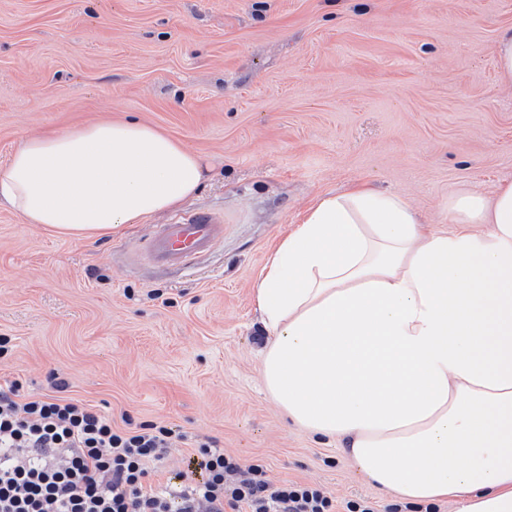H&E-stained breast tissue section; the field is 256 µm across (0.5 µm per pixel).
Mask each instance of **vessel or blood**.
<instances>
[{
    "mask_svg": "<svg viewBox=\"0 0 512 512\" xmlns=\"http://www.w3.org/2000/svg\"><path fill=\"white\" fill-rule=\"evenodd\" d=\"M219 232L215 218L204 213L180 216L176 223L157 228L151 239L153 258L177 264L207 251Z\"/></svg>",
    "mask_w": 512,
    "mask_h": 512,
    "instance_id": "obj_1",
    "label": "vessel or blood"
}]
</instances>
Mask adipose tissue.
Listing matches in <instances>:
<instances>
[{"label": "adipose tissue", "instance_id": "obj_1", "mask_svg": "<svg viewBox=\"0 0 512 512\" xmlns=\"http://www.w3.org/2000/svg\"><path fill=\"white\" fill-rule=\"evenodd\" d=\"M208 168L133 117L66 126L20 138L0 206L62 237L107 236L180 207ZM448 209L444 232L399 193L319 197L255 288L262 382L402 501L512 512V180Z\"/></svg>", "mask_w": 512, "mask_h": 512}]
</instances>
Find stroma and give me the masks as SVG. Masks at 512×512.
<instances>
[{"label": "stroma", "instance_id": "stroma-1", "mask_svg": "<svg viewBox=\"0 0 512 512\" xmlns=\"http://www.w3.org/2000/svg\"><path fill=\"white\" fill-rule=\"evenodd\" d=\"M512 0H0V169L28 132L134 116L206 156L180 212L61 238L0 208V383L69 396L116 427L186 433L153 468L165 487L212 441L276 484L319 485L346 512L394 498L339 442L266 395L254 290L318 196L364 183L449 227L448 201L512 177V83L496 40ZM215 215L189 267L151 261L157 225Z\"/></svg>", "mask_w": 512, "mask_h": 512}]
</instances>
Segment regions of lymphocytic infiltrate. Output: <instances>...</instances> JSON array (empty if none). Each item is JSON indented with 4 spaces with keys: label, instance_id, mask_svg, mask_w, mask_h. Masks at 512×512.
Segmentation results:
<instances>
[{
    "label": "lymphocytic infiltrate",
    "instance_id": "lymphocytic-infiltrate-1",
    "mask_svg": "<svg viewBox=\"0 0 512 512\" xmlns=\"http://www.w3.org/2000/svg\"><path fill=\"white\" fill-rule=\"evenodd\" d=\"M23 395L0 386V512H336L321 487L272 483L263 465L241 467L201 444L179 473L177 492L147 488L148 465L182 433L142 423L118 428L109 415L66 396Z\"/></svg>",
    "mask_w": 512,
    "mask_h": 512
}]
</instances>
